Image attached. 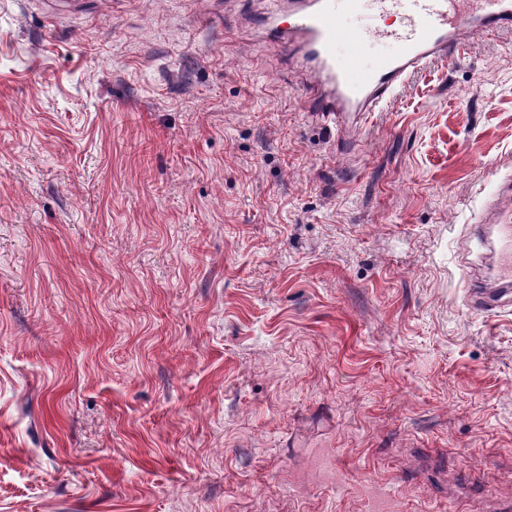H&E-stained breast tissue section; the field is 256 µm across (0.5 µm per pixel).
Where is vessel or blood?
<instances>
[{"instance_id":"b4317fda","label":"vessel or blood","mask_w":512,"mask_h":512,"mask_svg":"<svg viewBox=\"0 0 512 512\" xmlns=\"http://www.w3.org/2000/svg\"><path fill=\"white\" fill-rule=\"evenodd\" d=\"M288 44L309 73L299 90L307 107L336 130L346 117L366 123L387 109L415 74L431 63L456 58L483 36L512 33V0H293ZM394 14L397 26L385 24ZM347 18L366 20L359 37L396 44V53L355 75L336 58V42ZM475 229L495 260L498 286L468 281L472 309L490 312L512 304V179L500 181L475 220Z\"/></svg>"}]
</instances>
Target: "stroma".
<instances>
[{"label": "stroma", "instance_id": "35a3bbf8", "mask_svg": "<svg viewBox=\"0 0 512 512\" xmlns=\"http://www.w3.org/2000/svg\"><path fill=\"white\" fill-rule=\"evenodd\" d=\"M266 0H0V512H495L512 35L352 144ZM477 236L495 260L498 288L489 290L474 278L467 282L472 309L490 312L511 305L512 287V179L499 181L491 200L473 222Z\"/></svg>", "mask_w": 512, "mask_h": 512}]
</instances>
